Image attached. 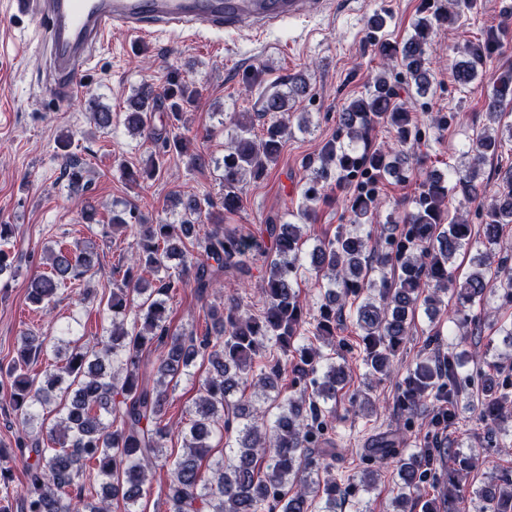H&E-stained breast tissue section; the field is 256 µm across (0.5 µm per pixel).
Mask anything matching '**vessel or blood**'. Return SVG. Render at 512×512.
Instances as JSON below:
<instances>
[{
    "label": "vessel or blood",
    "mask_w": 512,
    "mask_h": 512,
    "mask_svg": "<svg viewBox=\"0 0 512 512\" xmlns=\"http://www.w3.org/2000/svg\"><path fill=\"white\" fill-rule=\"evenodd\" d=\"M44 24L48 76L57 98H68L89 72L107 36L140 39L157 31L199 38L207 32L260 37L289 21L319 20L333 0H16Z\"/></svg>",
    "instance_id": "obj_1"
}]
</instances>
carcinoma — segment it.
<instances>
[{"label":"carcinoma","mask_w":512,"mask_h":512,"mask_svg":"<svg viewBox=\"0 0 512 512\" xmlns=\"http://www.w3.org/2000/svg\"><path fill=\"white\" fill-rule=\"evenodd\" d=\"M478 0H437L434 11L419 17L404 42H389L382 35L383 20H371L374 47L383 60L364 95L351 100L338 117L336 140L325 144L317 158L305 162L313 177L301 189L302 204L294 217L307 220L312 204L327 195L330 180L370 172L364 188L348 200L350 227L304 250L300 224H267L255 235L230 229L224 218L241 208L239 184L244 177L260 180L277 163L291 126L281 114L290 103L310 95L302 74L264 90L260 111L275 116L255 133L251 113L229 117L234 128L224 154V194L220 202L207 195L176 193L170 199L179 219L146 224L134 209L112 211L115 229H136V248L127 262L112 268L119 277L105 310L110 316L106 335L89 344L67 340L64 364L31 373L30 366L48 348V337L32 332L21 336L20 348L5 371H0V394L9 398L11 412L29 431L44 427V415L54 414L46 437L20 436L13 455L22 464L25 483L19 495L20 512H110L113 502L124 512H139L147 482L158 463L170 465L164 492L165 512H336L347 497L367 491L377 472H364L362 484L342 489L333 476L329 447L335 432L331 404L346 378L336 362L337 320L349 311L352 325L364 346L367 377L388 374L393 358L403 348L411 317L423 310L434 318L442 296L451 292L464 307L481 306L497 295L512 302V265L490 256L500 244L501 231L512 224V166L500 171L501 187L485 197L482 175L488 157L512 143V121L505 107L512 104V67L500 72L486 94L487 123L470 138L462 153L466 162L448 168V175L428 174L411 210L399 218L400 237L389 250L369 248L372 231L367 221L381 204L380 185L389 178L408 180L412 166L404 148L421 139L406 103L397 100L390 79L395 62L422 96L430 88L427 45L434 27L452 23ZM503 36L492 30L483 40L467 42L459 50L453 78L463 87L480 80L487 55ZM202 90L172 72L163 92L149 84L134 90L122 112L128 133L142 135L153 112L164 111L170 130L153 133L154 151L147 164L127 168L130 185L158 176L162 160L185 154L187 139L177 130L196 107ZM394 132V142L370 146L378 126ZM65 173L73 189H86V169L76 155L66 158ZM477 204L479 225L471 224L467 205ZM209 222L204 233L196 225ZM14 224H0V278L16 273L11 248ZM481 249L470 258L469 272L458 279L453 267L461 251ZM99 264L98 253L86 238L47 249L49 272L33 278L28 298L47 305L60 290L84 278ZM259 272V291L265 305L258 315L237 299L205 306L211 328L196 336L172 330L167 298L183 288L194 289L201 300L227 273L252 276ZM164 272L150 282L141 272ZM326 282L316 317L310 319L295 289L301 271ZM163 352L157 379L148 385L142 354L150 347ZM329 351H323V347ZM209 365L195 401L193 417L172 430L166 422L169 391L182 376L190 375L196 359ZM474 354L449 347L446 359L419 358L402 383V404L413 410L427 404L435 419L453 424L461 370ZM487 370L476 385L477 419L488 426L490 437L507 434L512 412V387L500 379L498 358H483ZM292 372L298 389L282 396L279 382ZM252 388L250 399L237 397L239 387ZM177 433L181 455L164 457V440ZM227 435L229 451L210 466H203L216 435ZM373 453L395 460L397 481L392 490L394 512H455L463 488L453 468H445L451 450L433 447L403 454L381 443ZM440 480L439 499L422 494L424 484ZM477 512H512V473L504 470L490 483L473 491Z\"/></svg>","instance_id":"obj_1"}]
</instances>
